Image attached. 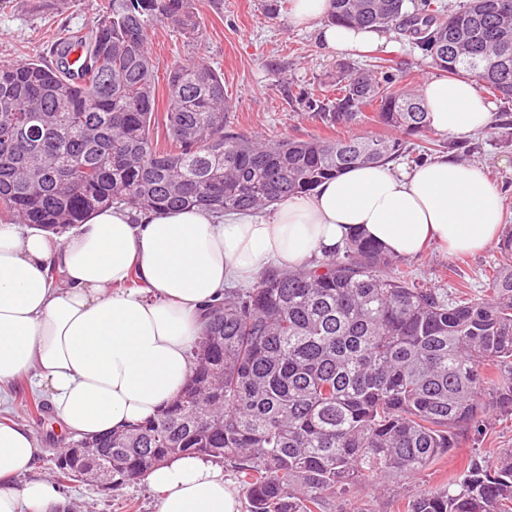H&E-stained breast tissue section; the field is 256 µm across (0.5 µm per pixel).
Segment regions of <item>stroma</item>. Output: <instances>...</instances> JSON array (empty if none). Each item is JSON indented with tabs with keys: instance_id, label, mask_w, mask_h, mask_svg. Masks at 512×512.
<instances>
[{
	"instance_id": "obj_1",
	"label": "stroma",
	"mask_w": 512,
	"mask_h": 512,
	"mask_svg": "<svg viewBox=\"0 0 512 512\" xmlns=\"http://www.w3.org/2000/svg\"><path fill=\"white\" fill-rule=\"evenodd\" d=\"M267 2L202 0L200 24L190 34L158 25L150 41L158 71H166L177 60L205 58L224 79L232 102L233 130L245 135L260 132L271 139H306L331 133L341 138L385 134V127L373 120L328 130L316 112L302 105L300 92L321 95L328 90L337 60L321 49L313 32L292 27L287 13L268 17ZM104 4L105 0H6L0 5V61L47 54L55 40L91 24ZM476 139L481 152L474 162L501 192L504 220L512 223V136L504 138L491 129L477 134ZM502 261L493 244L477 254L451 255L433 243L405 263L440 293L477 295L487 274ZM31 390L28 382H18L9 408L0 412V421L7 419L31 431L43 450L36 472L48 476L51 458L60 450L64 435L54 414L27 415L22 400ZM499 448H512V416L491 422L483 432L464 436L459 448L435 461L417 482L430 487L444 485L470 456L479 454L490 461ZM61 494L74 512H157V494L142 480L106 493L73 482L62 488Z\"/></svg>"
}]
</instances>
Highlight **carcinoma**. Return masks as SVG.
I'll return each mask as SVG.
<instances>
[{
	"mask_svg": "<svg viewBox=\"0 0 512 512\" xmlns=\"http://www.w3.org/2000/svg\"><path fill=\"white\" fill-rule=\"evenodd\" d=\"M332 0L329 21L397 30L448 76L512 101V9L499 0ZM192 31L195 0H111L39 57L0 64V222L65 233L112 205L166 211L270 208L358 166L386 165L431 130L411 64H338L336 96L305 99L328 126L373 108L397 136L283 137L229 130L224 78L203 59L166 71L157 112L150 32ZM192 375L153 419L88 437L112 474L143 478L171 457L230 466L246 512H336L362 483L414 479L466 432L512 416V264L480 295L448 298L358 233L207 305ZM407 512H512V448L474 459Z\"/></svg>",
	"mask_w": 512,
	"mask_h": 512,
	"instance_id": "cac0c4a2",
	"label": "carcinoma"
}]
</instances>
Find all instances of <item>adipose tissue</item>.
<instances>
[{
  "instance_id": "adipose-tissue-1",
  "label": "adipose tissue",
  "mask_w": 512,
  "mask_h": 512,
  "mask_svg": "<svg viewBox=\"0 0 512 512\" xmlns=\"http://www.w3.org/2000/svg\"><path fill=\"white\" fill-rule=\"evenodd\" d=\"M331 9V0H290L289 22L315 31L336 58L383 42L378 31L328 24ZM423 96L437 133L466 137L492 124L474 79L432 76ZM502 222L500 194L483 169L439 156L407 171L350 169L264 216L108 207L62 236L0 224V404L31 374L66 434L123 430L181 393L203 310L232 285L307 264L355 231L402 257L430 242L471 254L499 236ZM133 273L140 287H127ZM41 453L26 427L0 423V512L60 505L56 484L34 473ZM146 482L157 512H239L223 468L202 457L170 458Z\"/></svg>"
}]
</instances>
